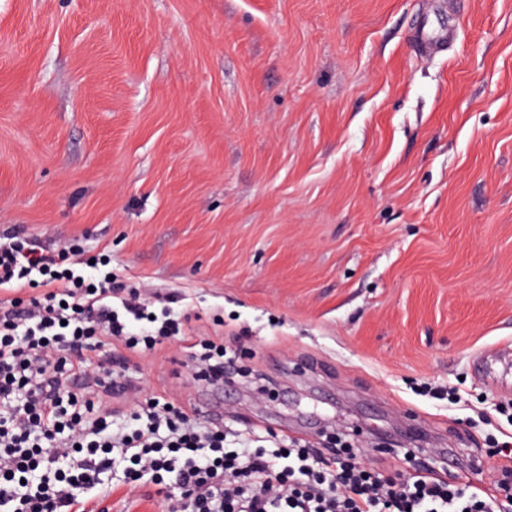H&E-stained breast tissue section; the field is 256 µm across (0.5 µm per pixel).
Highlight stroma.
Wrapping results in <instances>:
<instances>
[{
	"instance_id": "1",
	"label": "stroma",
	"mask_w": 512,
	"mask_h": 512,
	"mask_svg": "<svg viewBox=\"0 0 512 512\" xmlns=\"http://www.w3.org/2000/svg\"><path fill=\"white\" fill-rule=\"evenodd\" d=\"M455 26L439 52L420 27ZM109 255L240 350L131 356L142 397L503 499L512 0H0V232ZM178 491L89 512H171ZM197 346H200V350L191 352L190 357L192 361L204 366L198 368L196 373L198 374L196 376L198 381L221 380L224 378L225 369H230L235 365V356H227L223 341L216 342L211 339L195 341L190 343L188 348L194 349Z\"/></svg>"
}]
</instances>
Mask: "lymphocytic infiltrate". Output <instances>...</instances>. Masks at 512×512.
<instances>
[{"instance_id":"1","label":"lymphocytic infiltrate","mask_w":512,"mask_h":512,"mask_svg":"<svg viewBox=\"0 0 512 512\" xmlns=\"http://www.w3.org/2000/svg\"><path fill=\"white\" fill-rule=\"evenodd\" d=\"M90 267L18 227L0 240V290L30 294L0 303V512H79L81 494L110 493L119 463L129 485L177 486L179 512H496L429 467L404 479L354 462L349 449L287 446L272 432L257 446L156 396L114 428L112 401L136 384L123 356L91 360L98 337L144 354L185 331L174 297L147 317L146 293ZM191 359L205 382L235 364L211 339Z\"/></svg>"}]
</instances>
